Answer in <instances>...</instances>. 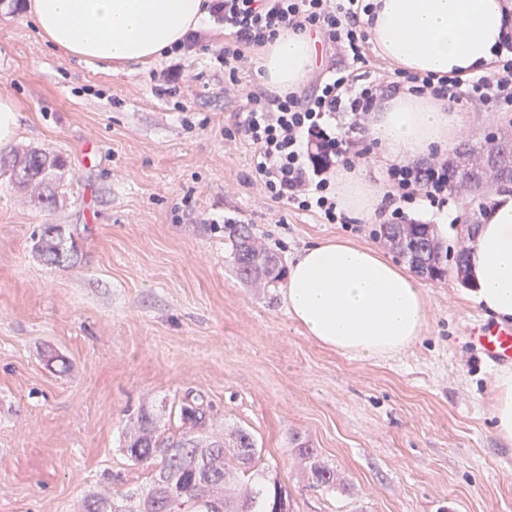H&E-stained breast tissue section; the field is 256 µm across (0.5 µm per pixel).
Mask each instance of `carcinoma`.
<instances>
[{
	"label": "carcinoma",
	"mask_w": 512,
	"mask_h": 512,
	"mask_svg": "<svg viewBox=\"0 0 512 512\" xmlns=\"http://www.w3.org/2000/svg\"><path fill=\"white\" fill-rule=\"evenodd\" d=\"M64 167L62 157L35 148L0 151V179L29 193L31 202L41 209L56 206V195L46 189L50 176ZM496 168L494 183L512 185L511 152L499 155ZM227 229L237 275L251 284L277 283L283 272L279 258L247 235L244 225L229 224ZM429 230V225L415 222L383 224L380 237L406 258L416 273L441 280L448 273V251L430 241ZM36 249L46 264L62 268L71 263L75 253L73 240L54 224L42 226ZM207 424V410L194 402L179 407L177 438L157 434L146 413L137 416L126 452L136 462H157L149 487L139 499L138 512H293L288 489L268 480L257 468L259 450L253 435L238 429L233 447H224V441L218 439L203 448L195 432ZM296 454L313 484L326 489L341 485L336 470L308 442H299ZM122 498V491L111 486L87 500L86 512H121Z\"/></svg>",
	"instance_id": "1"
}]
</instances>
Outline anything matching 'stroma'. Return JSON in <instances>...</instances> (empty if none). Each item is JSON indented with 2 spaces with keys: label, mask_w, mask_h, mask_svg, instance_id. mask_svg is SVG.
Segmentation results:
<instances>
[{
  "label": "stroma",
  "mask_w": 512,
  "mask_h": 512,
  "mask_svg": "<svg viewBox=\"0 0 512 512\" xmlns=\"http://www.w3.org/2000/svg\"><path fill=\"white\" fill-rule=\"evenodd\" d=\"M167 88L172 62L92 67L39 37L22 0L0 13V92L17 100L14 146L61 154L57 204L39 209L0 185V512H84L108 480L145 487L152 462L124 449L130 418L177 431L180 402L203 401L206 434L251 432L259 468L295 512H512V446L494 434L498 369L467 329L487 319L456 272L422 280L427 322L408 349L378 360L337 354L307 336L283 301L236 274L224 219L249 227L282 263L341 237L386 257L391 216L323 224L270 200L252 148L227 136L239 100L225 97L213 20ZM460 141L512 134V114L461 108ZM460 192L438 209L406 206L442 246L461 243ZM73 236L72 266L53 268L31 236ZM306 440L346 490L310 486L294 453Z\"/></svg>",
  "instance_id": "35a3bbf8"
}]
</instances>
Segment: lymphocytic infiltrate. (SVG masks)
Listing matches in <instances>:
<instances>
[{
    "label": "lymphocytic infiltrate",
    "mask_w": 512,
    "mask_h": 512,
    "mask_svg": "<svg viewBox=\"0 0 512 512\" xmlns=\"http://www.w3.org/2000/svg\"><path fill=\"white\" fill-rule=\"evenodd\" d=\"M209 13L224 27V45L216 53L224 67V94L242 106L234 129L254 148L252 171L268 197L315 214L322 223L342 224L332 171L355 169L364 161L352 151L351 136L387 93L408 89L455 105L480 103L489 112H512V29L500 39L488 72L462 77L394 70L390 78L372 76L371 43L362 18L372 0H210ZM312 29L338 57L310 91L266 94L242 86L239 72L246 50L272 41L279 28ZM351 115L347 130L337 129V115ZM390 197L398 201L391 216L402 219L403 205L429 202L445 206L451 192L448 160L388 165Z\"/></svg>",
    "instance_id": "f902f5d3"
}]
</instances>
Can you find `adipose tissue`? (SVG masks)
Segmentation results:
<instances>
[{"label": "adipose tissue", "mask_w": 512, "mask_h": 512, "mask_svg": "<svg viewBox=\"0 0 512 512\" xmlns=\"http://www.w3.org/2000/svg\"><path fill=\"white\" fill-rule=\"evenodd\" d=\"M365 30L380 54L413 72L461 76L487 72L494 46L512 27L506 0H373ZM26 12L47 44L90 65L150 63L182 43L208 16L205 0H27ZM316 36L280 30L259 59L267 88L297 90L318 63ZM464 123L458 109L407 90L385 97L368 135L386 161L449 149ZM336 197L348 216L375 213L386 190L366 173L341 171ZM474 300L512 321V194L495 197L468 243ZM283 300L304 332L325 348L382 359L418 342L427 319L422 286L377 249L344 239L304 248L288 266ZM497 436L512 445V370L497 374L490 398Z\"/></svg>", "instance_id": "adipose-tissue-1"}]
</instances>
